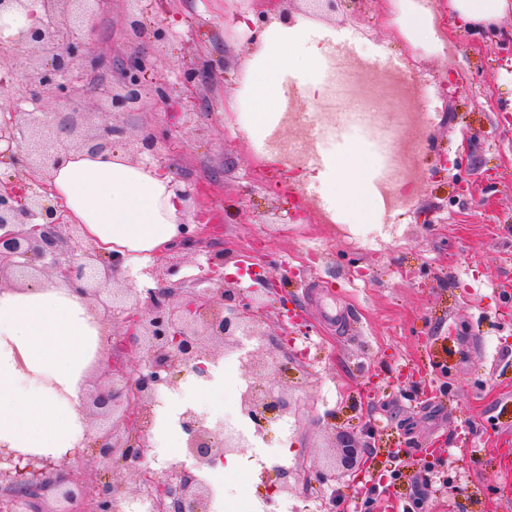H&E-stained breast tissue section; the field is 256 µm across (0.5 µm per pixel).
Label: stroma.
Instances as JSON below:
<instances>
[{"label": "stroma", "instance_id": "obj_1", "mask_svg": "<svg viewBox=\"0 0 512 512\" xmlns=\"http://www.w3.org/2000/svg\"><path fill=\"white\" fill-rule=\"evenodd\" d=\"M434 35L409 44L398 33L394 0H360L334 13L309 15L304 0H288L289 21L325 35L331 51L321 65L323 94L301 99L293 83L283 97L297 121L278 127L280 140L303 139L298 164H268V142L250 135L246 116L226 111L243 90L241 62L256 33L274 15L270 0H158L145 25L165 29L146 44L159 68L176 75L186 55L210 61L195 84L198 110L170 117L154 102L115 115L124 137L113 148L137 159L138 135L167 132L174 153L164 163L173 181L204 188L219 231L204 253L163 255L196 277L215 251L252 254L256 276L227 264L243 286L278 289L262 312L265 329L282 330L284 309L304 327L290 351L295 363L283 386L298 403L244 456H276L299 473L321 467L345 430L373 421L380 439L366 450L368 499L362 512H383L388 495L420 512H512V44L489 30L450 28L443 0H428ZM127 0H112L93 22L88 47L111 59L126 51ZM415 142L417 176L400 207H383L370 223L343 214L320 218L339 189L315 180L323 156L345 161L349 146L371 157L374 185L400 173L394 158ZM209 389L178 380L166 389L171 410L210 413L211 423L241 418L248 372L225 356ZM429 449V463L450 472L449 486L423 488L428 473L394 449ZM274 469L220 476L226 512H329L330 487L298 486L267 494Z\"/></svg>", "mask_w": 512, "mask_h": 512}]
</instances>
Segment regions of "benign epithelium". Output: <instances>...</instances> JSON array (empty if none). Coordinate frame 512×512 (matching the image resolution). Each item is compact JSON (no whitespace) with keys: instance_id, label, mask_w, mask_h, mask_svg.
Listing matches in <instances>:
<instances>
[{"instance_id":"1","label":"benign epithelium","mask_w":512,"mask_h":512,"mask_svg":"<svg viewBox=\"0 0 512 512\" xmlns=\"http://www.w3.org/2000/svg\"><path fill=\"white\" fill-rule=\"evenodd\" d=\"M28 2L0 0V14L26 10L35 19L11 38L8 47L12 52H28L35 60L24 84L36 104L50 95L56 107L77 109L86 96L79 79L94 77L99 79L98 109L106 115L135 111L147 98L161 104L175 100L183 112L196 111L192 86L209 71L202 56L186 60L180 68L185 91L178 97L173 96L167 77L149 79L158 64L138 44L161 42L166 33L146 29L136 13H146L154 0H132L127 22L131 48L112 56L108 64L91 56L79 34L112 0H38V14L28 9ZM53 124L59 135L71 131L66 120L50 119L41 107L35 112L0 114V163L28 173L26 182L0 179V289L7 275L27 285L45 275H58L87 301L101 306L95 317L103 322L119 320L122 331L103 336L97 353L101 369L91 381L82 409L84 420L96 419L99 430L85 433L81 444L96 449L102 461L136 474L137 498H148L152 512H210L211 488L196 471L243 453L249 441L221 426L209 427L188 407L179 415V424L191 464L171 465L159 475L142 472L136 462L153 449L150 429L160 391L187 372L207 378V365L238 353L258 382L242 394L241 412L263 432L295 410L288 392L270 383L271 378L288 374V334H271L262 327V294L224 280L222 252L207 255L201 279L208 286L200 290L171 281L180 272L177 263L161 274L152 266L142 270L156 281L155 288L115 287L112 270L119 259L97 251L78 231L64 232L65 222L46 205L51 172L68 151L53 142ZM125 134L123 126L108 122L102 133L83 139L80 146L102 152L111 148L112 138ZM140 144L141 151L159 162L171 151L168 136L154 128L142 131ZM38 218L43 223H33ZM202 221L197 215L194 229L184 233L171 252L200 249ZM363 447L360 437L342 432L340 457L329 458L316 470L315 481L328 484L362 469ZM51 499L57 503L53 510L46 508ZM132 500L111 480L85 485L81 473L63 471L62 460L51 455L0 446V512H10V504L24 506L26 512H123L122 503Z\"/></svg>"}]
</instances>
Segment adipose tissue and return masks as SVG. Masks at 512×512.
Here are the masks:
<instances>
[{"label": "adipose tissue", "instance_id": "obj_1", "mask_svg": "<svg viewBox=\"0 0 512 512\" xmlns=\"http://www.w3.org/2000/svg\"><path fill=\"white\" fill-rule=\"evenodd\" d=\"M449 25L492 29L512 16V0H446ZM329 47L305 27L273 22L255 41L250 73V127L270 124L285 81L312 98L322 90L318 68ZM365 160L327 164L318 179L341 187L339 200L370 218ZM50 197L67 223L80 225L98 251L118 257L116 274L139 271L182 236L183 203L171 176L120 151L65 154ZM103 330L84 298L56 277L35 289L0 290V444L55 457L80 454L85 371Z\"/></svg>", "mask_w": 512, "mask_h": 512}]
</instances>
